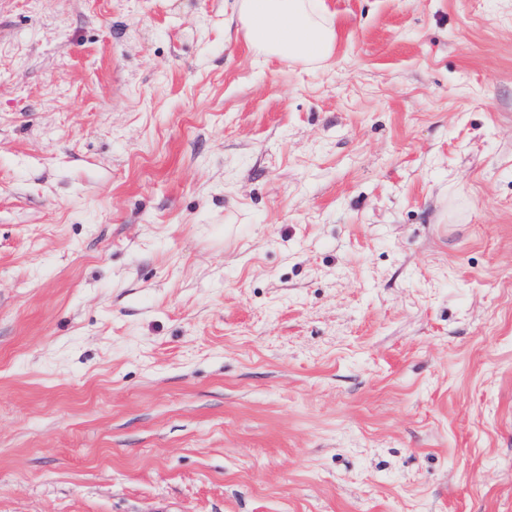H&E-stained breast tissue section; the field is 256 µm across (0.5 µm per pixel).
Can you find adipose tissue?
<instances>
[{"instance_id":"ef3b65f1","label":"adipose tissue","mask_w":512,"mask_h":512,"mask_svg":"<svg viewBox=\"0 0 512 512\" xmlns=\"http://www.w3.org/2000/svg\"><path fill=\"white\" fill-rule=\"evenodd\" d=\"M238 21L257 54L328 64L336 29L325 0H239Z\"/></svg>"}]
</instances>
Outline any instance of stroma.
Returning <instances> with one entry per match:
<instances>
[{
	"mask_svg": "<svg viewBox=\"0 0 512 512\" xmlns=\"http://www.w3.org/2000/svg\"><path fill=\"white\" fill-rule=\"evenodd\" d=\"M0 0V512H512V0ZM238 21L257 54L327 65L336 29L324 0H238Z\"/></svg>",
	"mask_w": 512,
	"mask_h": 512,
	"instance_id": "35a3bbf8",
	"label": "stroma"
}]
</instances>
